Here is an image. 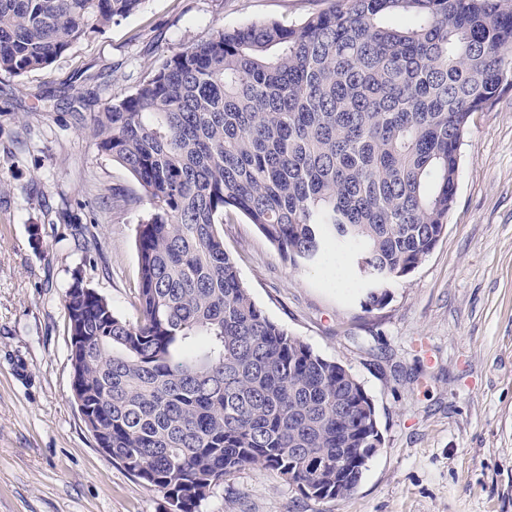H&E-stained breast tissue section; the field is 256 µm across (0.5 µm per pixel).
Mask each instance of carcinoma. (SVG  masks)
Segmentation results:
<instances>
[{
	"label": "carcinoma",
	"instance_id": "obj_1",
	"mask_svg": "<svg viewBox=\"0 0 512 512\" xmlns=\"http://www.w3.org/2000/svg\"><path fill=\"white\" fill-rule=\"evenodd\" d=\"M145 0H0V70L43 69ZM512 90V0H332L220 29L90 116L142 186L137 316L75 281L72 392L96 444L169 512L246 466L342 500L382 446L342 364L271 320L224 249L240 212L293 266L336 249L367 309L444 233L470 117Z\"/></svg>",
	"mask_w": 512,
	"mask_h": 512
}]
</instances>
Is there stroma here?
<instances>
[{
  "mask_svg": "<svg viewBox=\"0 0 512 512\" xmlns=\"http://www.w3.org/2000/svg\"><path fill=\"white\" fill-rule=\"evenodd\" d=\"M326 0H146L47 68L0 71V512H167L98 448L72 396L67 288L80 278L136 314L143 188L98 148L89 113L132 94L217 28L290 25ZM96 219L88 254L77 232ZM224 247L256 304L344 365L383 445L346 499L275 473L227 478L200 512H512V91L469 121L446 229L426 260L363 307L324 264L293 268L240 214Z\"/></svg>",
  "mask_w": 512,
  "mask_h": 512,
  "instance_id": "35a3bbf8",
  "label": "stroma"
}]
</instances>
